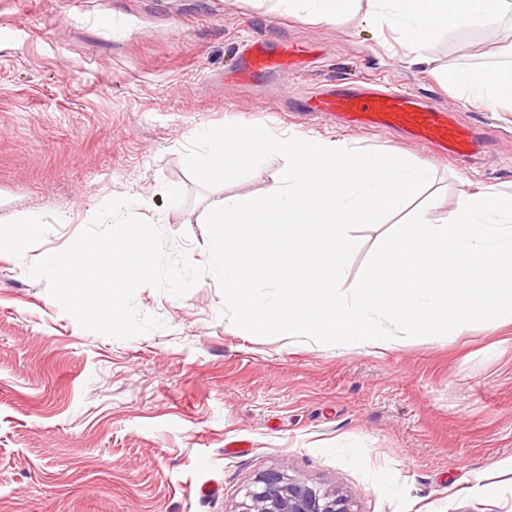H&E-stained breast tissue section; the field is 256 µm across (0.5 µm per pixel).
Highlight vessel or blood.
<instances>
[{
    "label": "vessel or blood",
    "instance_id": "vessel-or-blood-1",
    "mask_svg": "<svg viewBox=\"0 0 512 512\" xmlns=\"http://www.w3.org/2000/svg\"><path fill=\"white\" fill-rule=\"evenodd\" d=\"M238 53L240 63L229 75L235 84L297 74L304 69L308 56L307 50L288 41L275 45L264 40L250 41ZM298 109L318 117H338L350 128L400 131L432 145L451 160L472 156L477 146L475 137L456 121L454 114L426 105L416 95L390 84L375 89L351 86L313 92L302 96Z\"/></svg>",
    "mask_w": 512,
    "mask_h": 512
}]
</instances>
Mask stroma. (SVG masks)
<instances>
[{"label": "stroma", "instance_id": "obj_1", "mask_svg": "<svg viewBox=\"0 0 512 512\" xmlns=\"http://www.w3.org/2000/svg\"><path fill=\"white\" fill-rule=\"evenodd\" d=\"M256 38L319 50L302 74L227 85L239 45ZM424 52L447 69L512 64V13L476 37L441 32ZM403 54L388 27L300 20L273 0H0V235L16 211L44 216L25 259L0 251V512H235L272 469L347 493L353 512H512L501 466L512 458V325L379 350L255 341L222 316L206 276L181 298L141 287L136 307L164 327L119 340L82 329L26 274L120 197L139 200L169 250L205 263L208 204L259 195L282 160L201 188L184 154L202 126L244 120L403 152L432 170L420 201L437 221L476 187L512 192V112L458 103ZM340 79L392 81L456 108L479 153L451 162L397 134L288 111ZM478 468L495 494L467 492Z\"/></svg>", "mask_w": 512, "mask_h": 512}]
</instances>
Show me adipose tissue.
<instances>
[{
    "label": "adipose tissue",
    "instance_id": "ef3b65f1",
    "mask_svg": "<svg viewBox=\"0 0 512 512\" xmlns=\"http://www.w3.org/2000/svg\"><path fill=\"white\" fill-rule=\"evenodd\" d=\"M288 10L319 22L338 24L357 14L383 23L398 33L409 65L426 64L423 46L443 30L477 34L512 11V0H288ZM443 80L459 98L481 103L488 110L512 112V67L489 71L455 69ZM0 250L24 256L37 239L43 220L38 212H17Z\"/></svg>",
    "mask_w": 512,
    "mask_h": 512
}]
</instances>
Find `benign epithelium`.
Wrapping results in <instances>:
<instances>
[{"label": "benign epithelium", "instance_id": "obj_1", "mask_svg": "<svg viewBox=\"0 0 512 512\" xmlns=\"http://www.w3.org/2000/svg\"><path fill=\"white\" fill-rule=\"evenodd\" d=\"M245 498L249 504L242 512H352L347 496L292 481L276 470L257 478Z\"/></svg>", "mask_w": 512, "mask_h": 512}]
</instances>
